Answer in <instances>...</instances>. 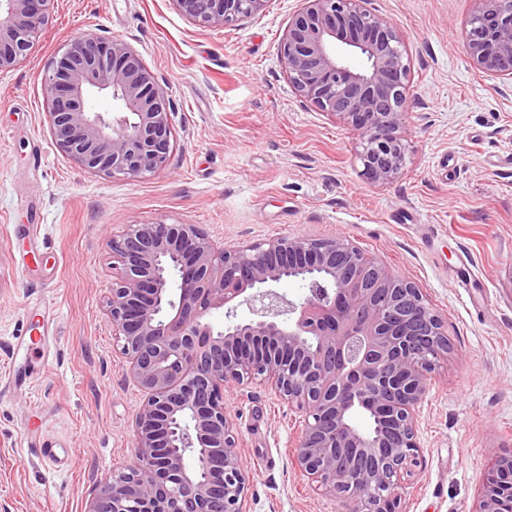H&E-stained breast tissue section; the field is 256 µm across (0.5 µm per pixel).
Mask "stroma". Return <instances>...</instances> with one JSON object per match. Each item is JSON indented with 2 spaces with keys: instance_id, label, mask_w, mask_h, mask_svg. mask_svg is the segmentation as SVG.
Returning <instances> with one entry per match:
<instances>
[{
  "instance_id": "stroma-1",
  "label": "stroma",
  "mask_w": 512,
  "mask_h": 512,
  "mask_svg": "<svg viewBox=\"0 0 512 512\" xmlns=\"http://www.w3.org/2000/svg\"><path fill=\"white\" fill-rule=\"evenodd\" d=\"M298 0L203 28L174 0H52L48 23L0 72V512H87L135 456L142 394L107 315L112 241L127 225L197 224L227 246L343 236L423 288L448 358L419 406L422 464L397 512H470L490 453L512 449V82L487 76L465 30L477 0H370L397 24L411 61L412 152L384 184L362 175L357 137L300 98L279 44ZM122 40L171 106L166 170L135 180L80 169L53 143L42 78L86 31ZM41 227L39 237L26 233ZM473 287H461L460 274ZM44 371L14 346L43 298ZM250 512H345L294 465L299 415L259 385L231 389ZM44 421L58 473L27 450Z\"/></svg>"
}]
</instances>
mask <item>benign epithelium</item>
<instances>
[{
    "mask_svg": "<svg viewBox=\"0 0 512 512\" xmlns=\"http://www.w3.org/2000/svg\"><path fill=\"white\" fill-rule=\"evenodd\" d=\"M50 2L0 0L1 72L26 56ZM173 2L193 23L223 28L267 0ZM299 2L280 40L288 80L357 135L369 182L398 178L412 148L411 67L398 26L368 0ZM478 2L465 32L472 62L511 80L512 0ZM43 82L55 144L79 168L130 180L166 168L169 103L126 43L86 33ZM103 91L118 108L89 111L87 97ZM112 252L120 273L108 316L143 400L135 461L87 512H247L250 478L224 391L253 384L301 414L295 464L315 490L354 512H396L401 479L421 465L417 408L448 354L423 289L343 236L220 247L196 224L159 220L127 225ZM287 279L302 282L301 301L279 291ZM220 308L222 330L206 321ZM356 413L372 416L374 428H358ZM469 512H512V450L492 454Z\"/></svg>",
    "mask_w": 512,
    "mask_h": 512,
    "instance_id": "1",
    "label": "benign epithelium"
}]
</instances>
